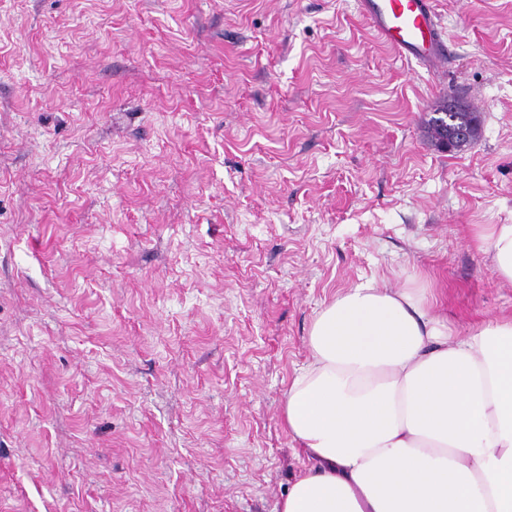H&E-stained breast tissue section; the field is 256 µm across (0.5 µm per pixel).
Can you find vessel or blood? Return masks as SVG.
<instances>
[{"label": "vessel or blood", "instance_id": "b4317fda", "mask_svg": "<svg viewBox=\"0 0 512 512\" xmlns=\"http://www.w3.org/2000/svg\"><path fill=\"white\" fill-rule=\"evenodd\" d=\"M357 10L399 59L428 69L445 61L448 42L434 0H357Z\"/></svg>", "mask_w": 512, "mask_h": 512}]
</instances>
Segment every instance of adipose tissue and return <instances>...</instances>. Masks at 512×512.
<instances>
[{"label":"adipose tissue","mask_w":512,"mask_h":512,"mask_svg":"<svg viewBox=\"0 0 512 512\" xmlns=\"http://www.w3.org/2000/svg\"><path fill=\"white\" fill-rule=\"evenodd\" d=\"M472 236L512 285V224ZM432 300L365 284L317 312L283 405L309 465L276 512H512V316L462 335Z\"/></svg>","instance_id":"obj_1"}]
</instances>
